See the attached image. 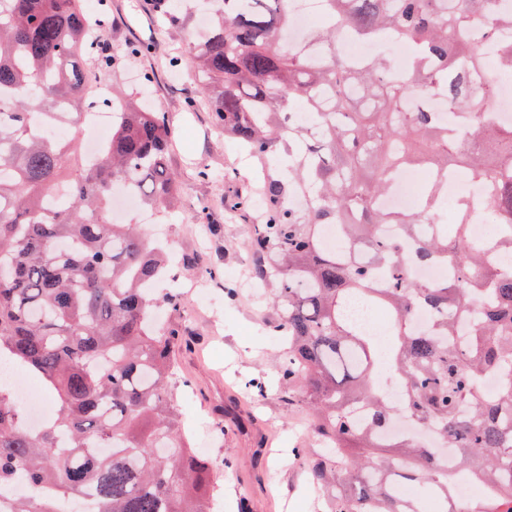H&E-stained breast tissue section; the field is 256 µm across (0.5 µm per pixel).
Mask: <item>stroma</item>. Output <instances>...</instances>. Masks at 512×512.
Listing matches in <instances>:
<instances>
[{
    "label": "stroma",
    "mask_w": 512,
    "mask_h": 512,
    "mask_svg": "<svg viewBox=\"0 0 512 512\" xmlns=\"http://www.w3.org/2000/svg\"><path fill=\"white\" fill-rule=\"evenodd\" d=\"M111 2L113 24L104 40L118 63L108 80L132 92L141 72L154 71L148 101L166 113L175 132L167 161L178 178L180 203L174 213L155 216L164 228L161 242L172 257L174 271L191 262L192 274L183 277V284L202 276L210 282L208 302L196 321L186 322L179 309L161 314L162 322L185 325L195 338L194 352L176 355L186 382L180 402L184 429L224 487L222 512H239L238 483L244 474L252 480V512H326V497L308 483L293 456L294 449L314 445L311 413L304 402L287 408L280 401L276 366L286 344L274 328L279 313L273 304L277 285L270 278L255 292L242 279L248 264L244 244L260 215L238 214L230 221L224 216L227 198L255 187L249 164L215 127L198 81L189 73L168 70L169 58L187 46L184 36L155 21L151 0ZM137 42L150 43L152 52L134 60L123 56V49ZM203 170L208 178H200ZM204 205L213 209L221 231L201 249L184 230ZM228 288L237 290L236 300L226 298ZM229 397L248 414L242 428L221 429L213 423Z\"/></svg>",
    "instance_id": "stroma-1"
}]
</instances>
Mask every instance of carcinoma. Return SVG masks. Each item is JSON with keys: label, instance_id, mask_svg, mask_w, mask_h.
<instances>
[{"label": "carcinoma", "instance_id": "carcinoma-1", "mask_svg": "<svg viewBox=\"0 0 512 512\" xmlns=\"http://www.w3.org/2000/svg\"><path fill=\"white\" fill-rule=\"evenodd\" d=\"M512 0H326L322 28L285 45L286 0H153L154 10L188 35L170 67L194 73L224 135L262 163L288 156V170L261 184L264 210L249 246L275 272L279 323L288 351L279 361L281 399L301 390L323 455L297 456L311 482L331 491V512H420L428 498L448 512L455 500L448 460L474 475L470 512H512V123L485 108L493 94L475 37L512 31ZM110 3L89 17L79 0H0V354L34 376L57 413L29 427L13 395L0 389V487L25 478L37 494L10 512H65L89 495L93 512H215L223 489L208 460L184 435L178 409L184 381L172 350L192 337L158 329L154 308L175 309L177 294L152 296L166 274L162 249L137 224L112 222V196L136 191L171 209L179 194L167 166L172 137L163 112L134 96L89 163L78 154L59 178L77 133L37 129L64 108L83 110L85 72L107 71L91 45ZM361 42L408 45L415 62L395 76L385 55L363 65L336 53V26ZM499 72L512 74V38L498 46ZM441 99L452 122L413 92ZM493 141L497 161L454 147ZM424 167L484 184V212L503 230L473 235L469 207L441 220L432 186L412 211L377 199L398 169ZM346 238L338 254L321 228ZM396 224L397 238L381 228ZM411 262H444L442 283L411 280ZM358 299L391 310L382 362L405 388L408 417L442 439L406 435L380 441L396 407L376 386V335L348 316ZM435 312L418 331L412 320Z\"/></svg>", "mask_w": 512, "mask_h": 512}]
</instances>
